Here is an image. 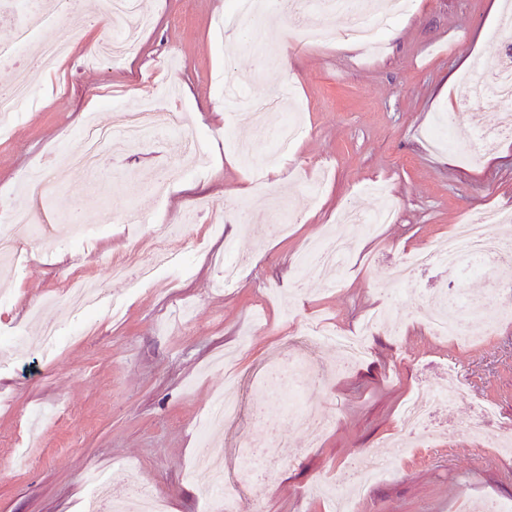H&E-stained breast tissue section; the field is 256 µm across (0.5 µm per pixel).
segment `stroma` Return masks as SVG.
I'll list each match as a JSON object with an SVG mask.
<instances>
[{
    "label": "stroma",
    "mask_w": 512,
    "mask_h": 512,
    "mask_svg": "<svg viewBox=\"0 0 512 512\" xmlns=\"http://www.w3.org/2000/svg\"><path fill=\"white\" fill-rule=\"evenodd\" d=\"M143 2L154 22L126 60L96 56L108 0H90L91 13L78 20L54 14L39 38L68 27V52L32 75L34 101L21 115L0 118L9 128L0 137V211L36 214L31 226L14 228L21 253L0 270V512H84L90 470L127 496L152 490L168 512H207V479L187 472L203 452L198 430L212 399L225 390L213 362L227 352L240 372V414L219 445L242 501L262 499L265 512H331L327 489L349 478L365 452L395 458L396 469L353 502L354 512H466L512 500V452L467 433L485 403L496 409L494 429H512V319L488 336L472 320L466 344L431 335L423 319L442 293L459 289L490 304L499 288L439 263L411 287L383 285L407 256L447 239L462 215L499 207L504 220L491 231L512 239V135L467 160L473 130L500 115L488 105L458 112L455 96L463 79L490 68L507 37L495 0H422L390 21L382 51L370 55L332 39L302 43L300 18L284 17L281 59L266 70L256 65L248 24L224 25L234 0ZM229 80L254 100L291 88L302 118L281 180L265 177L260 189L235 146L266 155L286 113L255 123L250 108L227 101ZM153 89L178 107L203 157L179 158L160 135L104 146L93 180L67 163L86 122L115 125L128 102ZM452 111L448 146L437 148L431 132ZM31 172L55 182L52 199L26 197L20 181ZM384 195L396 204L394 223L373 234L339 223L341 212L374 209ZM276 200L294 221L273 236ZM227 202L235 208L222 235L208 234L212 206ZM130 209L145 223L124 222ZM161 225L181 227L191 249H176L151 279L134 267L112 278L110 261L151 256ZM329 234L349 241L350 252L326 285L297 259ZM228 242L243 256L229 288ZM77 276L101 288L91 312L66 302ZM379 308L389 309L398 334L375 330L368 353L347 368L335 346L321 343V373L290 381L289 344L308 322L353 333ZM44 324L59 328L61 342L40 341ZM452 375L453 400L438 399ZM297 393L325 419L319 435L290 423ZM418 395L433 399L430 423L412 436L402 410ZM247 456L253 469L241 465Z\"/></svg>",
    "instance_id": "obj_1"
}]
</instances>
